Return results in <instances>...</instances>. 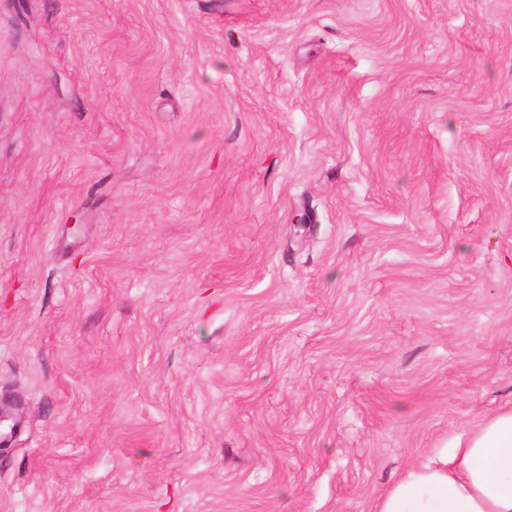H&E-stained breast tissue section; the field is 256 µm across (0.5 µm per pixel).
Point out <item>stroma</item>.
<instances>
[{"label":"stroma","mask_w":512,"mask_h":512,"mask_svg":"<svg viewBox=\"0 0 512 512\" xmlns=\"http://www.w3.org/2000/svg\"><path fill=\"white\" fill-rule=\"evenodd\" d=\"M8 405L0 512H370L511 408L512 0H0Z\"/></svg>","instance_id":"35a3bbf8"}]
</instances>
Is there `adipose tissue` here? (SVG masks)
<instances>
[{"instance_id":"obj_1","label":"adipose tissue","mask_w":512,"mask_h":512,"mask_svg":"<svg viewBox=\"0 0 512 512\" xmlns=\"http://www.w3.org/2000/svg\"><path fill=\"white\" fill-rule=\"evenodd\" d=\"M373 512H512V409L411 466Z\"/></svg>"}]
</instances>
